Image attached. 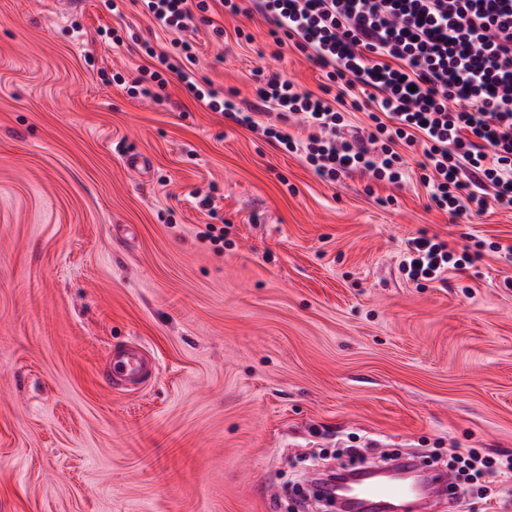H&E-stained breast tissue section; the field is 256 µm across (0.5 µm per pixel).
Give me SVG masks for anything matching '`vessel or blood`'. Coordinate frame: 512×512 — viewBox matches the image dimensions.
<instances>
[{
	"label": "vessel or blood",
	"mask_w": 512,
	"mask_h": 512,
	"mask_svg": "<svg viewBox=\"0 0 512 512\" xmlns=\"http://www.w3.org/2000/svg\"><path fill=\"white\" fill-rule=\"evenodd\" d=\"M112 385L118 390L138 387L152 379L155 366L139 345L126 346L110 355ZM434 486L413 484L398 478L378 479L359 472L354 495L344 501L348 512H430L437 494Z\"/></svg>",
	"instance_id": "1"
}]
</instances>
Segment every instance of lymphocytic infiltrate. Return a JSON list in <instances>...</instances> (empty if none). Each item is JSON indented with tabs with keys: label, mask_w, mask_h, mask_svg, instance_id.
Segmentation results:
<instances>
[{
	"label": "lymphocytic infiltrate",
	"mask_w": 512,
	"mask_h": 512,
	"mask_svg": "<svg viewBox=\"0 0 512 512\" xmlns=\"http://www.w3.org/2000/svg\"><path fill=\"white\" fill-rule=\"evenodd\" d=\"M150 22L170 31L189 27L210 12L208 0H143ZM276 46L292 44L324 74L319 93L305 91L278 72L251 70L257 101L243 111L216 90L191 82L183 63L193 60L183 41L175 56L156 54L164 72L189 83L195 100L235 123L261 131L271 144L303 149L317 175L335 183L354 174L399 182L403 158L397 144L422 149L421 183L430 201L455 217L512 206V0H251ZM363 97L372 129L361 137L347 129L340 107ZM274 107V121L253 115ZM309 133L295 139L290 122ZM473 262L439 237L407 238L401 266L410 279L429 281ZM459 474L483 486L512 475V455L478 448L449 449Z\"/></svg>",
	"instance_id": "lymphocytic-infiltrate-1"
}]
</instances>
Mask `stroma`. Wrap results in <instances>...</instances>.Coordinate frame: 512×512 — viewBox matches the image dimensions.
Masks as SVG:
<instances>
[{
	"instance_id": "35a3bbf8",
	"label": "stroma",
	"mask_w": 512,
	"mask_h": 512,
	"mask_svg": "<svg viewBox=\"0 0 512 512\" xmlns=\"http://www.w3.org/2000/svg\"><path fill=\"white\" fill-rule=\"evenodd\" d=\"M212 19L0 0V512H287L335 448L512 453V208L431 206L407 148L400 183L327 182L171 73L127 93L178 39L239 100L256 67L317 91L261 16ZM421 233L473 264L410 280ZM131 342L157 376L118 391Z\"/></svg>"
}]
</instances>
